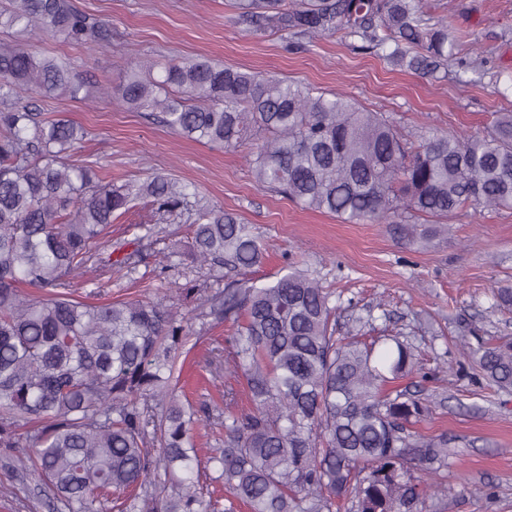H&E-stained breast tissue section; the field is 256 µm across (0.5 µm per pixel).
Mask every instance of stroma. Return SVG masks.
Segmentation results:
<instances>
[{
  "label": "stroma",
  "instance_id": "obj_1",
  "mask_svg": "<svg viewBox=\"0 0 512 512\" xmlns=\"http://www.w3.org/2000/svg\"><path fill=\"white\" fill-rule=\"evenodd\" d=\"M74 2L106 22L109 46L94 38L69 45L45 33L29 45L38 55L69 57L89 96L32 94L28 100L34 111L85 129L77 162L115 185H137L157 174L194 184L202 201L234 213L262 239L268 258L254 274L258 282L271 281L289 261L302 262L338 296V335L353 333L358 317L402 333L418 369L395 387L432 398L419 429L447 433L452 452L440 477L447 493L439 512H512V392L482 385L460 346L466 331L512 336V310L492 306L493 289L512 285V209L458 212L449 216L448 232L440 220L428 219L432 236L412 243L389 224H348L261 190L251 173L254 142L227 150L181 137L152 114L120 106L111 94L134 62L202 57L349 97L392 117L413 142L430 129L482 133L495 113L512 111V0H426L431 22L450 25L460 56L432 76L393 65L362 49L356 37H292L243 22L234 0ZM149 211L145 200L134 201L105 230L99 251L117 266L87 274L82 291L95 303L149 300L171 284L188 283L197 291L181 297V309L194 311L224 287L185 254L196 210L182 208L152 226ZM133 253L139 262L124 266ZM227 334L214 318L194 319L181 376L191 402L223 409L218 351ZM45 501L33 483L0 468V512H48Z\"/></svg>",
  "mask_w": 512,
  "mask_h": 512
}]
</instances>
